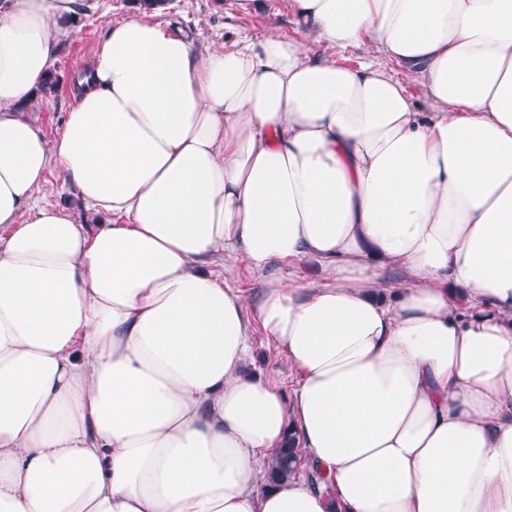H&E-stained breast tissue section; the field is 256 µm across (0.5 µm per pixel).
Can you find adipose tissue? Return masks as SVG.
Masks as SVG:
<instances>
[{
	"label": "adipose tissue",
	"mask_w": 512,
	"mask_h": 512,
	"mask_svg": "<svg viewBox=\"0 0 512 512\" xmlns=\"http://www.w3.org/2000/svg\"><path fill=\"white\" fill-rule=\"evenodd\" d=\"M83 2L0 0V512H512V0H290L355 69L133 12L50 139ZM218 253L332 280L249 301ZM291 432L320 480L268 487ZM48 184L43 194V203L52 207H63L81 224H96L105 218L94 215L78 198L73 188L61 189V175L51 169L47 175ZM285 275L289 278L308 282L311 284H319L324 281V273L312 262H300L296 266L290 268ZM251 344L252 353L247 369L277 381L288 395L296 383L297 374L288 364L287 358L272 347L261 331L253 332Z\"/></svg>",
	"instance_id": "1"
}]
</instances>
